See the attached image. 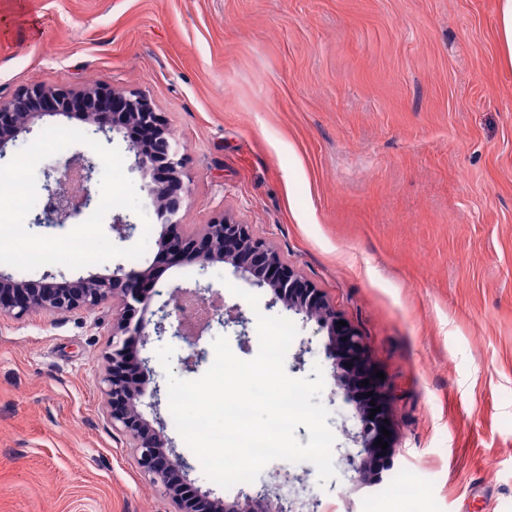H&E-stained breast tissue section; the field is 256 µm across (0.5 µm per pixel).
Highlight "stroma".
<instances>
[{
    "label": "stroma",
    "mask_w": 512,
    "mask_h": 512,
    "mask_svg": "<svg viewBox=\"0 0 512 512\" xmlns=\"http://www.w3.org/2000/svg\"><path fill=\"white\" fill-rule=\"evenodd\" d=\"M497 0H0V97L51 82L146 96L185 157L187 226L223 214L249 225L319 288L383 372L397 451L370 486L319 483L308 461L287 492L322 512H512V65ZM112 234L145 254L49 273L74 280L146 266L162 230ZM211 288L245 323L212 324L189 379L226 337L256 356V313L282 316L268 288L232 265L161 270L153 307ZM259 298L251 308L230 293ZM293 378L323 363L325 333L290 316ZM111 309L0 319V512H174L104 413ZM322 403L349 448L354 407L332 372ZM203 494L208 479L177 432L169 396L144 395Z\"/></svg>",
    "instance_id": "35a3bbf8"
}]
</instances>
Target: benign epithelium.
I'll return each mask as SVG.
<instances>
[{
  "instance_id": "1",
  "label": "benign epithelium",
  "mask_w": 512,
  "mask_h": 512,
  "mask_svg": "<svg viewBox=\"0 0 512 512\" xmlns=\"http://www.w3.org/2000/svg\"><path fill=\"white\" fill-rule=\"evenodd\" d=\"M74 96L87 99L91 107L79 114L69 111V100ZM46 115H79L91 126L92 134L116 132L127 138L128 152L134 156L131 170L140 174L163 227L156 245L166 264L196 263L203 271L214 262L228 263L253 284L269 288L271 305L280 303L304 321L315 322L317 331L326 332L324 356L331 361L333 376L343 387L345 399L354 404L357 421V431L352 433L354 448L343 455L344 470L355 483L376 480L378 460L393 461L391 453L376 446L379 438L392 441L381 433V428L389 430L391 425L385 422L386 412L371 415L373 407L384 406L385 390L375 382L363 358V337L355 329L338 324L340 317L322 292L284 262L265 240L255 236L248 225L221 214L195 231L186 229L180 217L181 210L189 205L181 192L185 159L162 113L154 111L147 98L138 93L96 86L64 92L43 82L18 91L10 99H0V158L9 141ZM95 170V164L79 154L46 170L49 204L33 223L65 224L90 208V183ZM158 281L155 265L130 270L119 265L107 275L37 284L0 272V318L22 319L37 314L59 318L77 310L112 308V340L101 378L105 413L112 427L125 437L140 472L157 491L176 506V512H270L273 498L283 512H296L293 500L267 488L255 494L243 490L230 502L208 499L188 483L186 466L170 448L163 427L154 426L141 412L143 386L123 375L133 365L150 376L149 361L138 357V344L148 335L150 320L145 314L153 297L161 294ZM214 321L226 327L243 323V316L238 308L222 305L212 311L205 326ZM173 336L189 349L179 359L178 369H194L202 358L198 349L200 333L188 336L178 326ZM366 379L373 386L372 400L361 401L357 387Z\"/></svg>"
}]
</instances>
